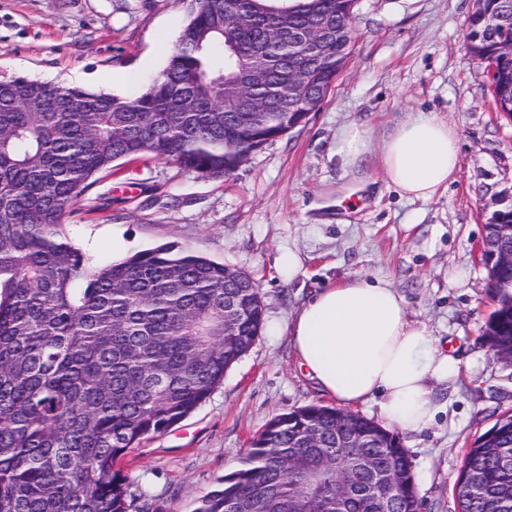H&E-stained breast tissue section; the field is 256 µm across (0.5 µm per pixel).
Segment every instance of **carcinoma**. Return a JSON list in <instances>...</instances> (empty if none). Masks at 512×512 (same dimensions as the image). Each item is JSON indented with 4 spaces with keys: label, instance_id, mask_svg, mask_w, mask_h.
Instances as JSON below:
<instances>
[{
    "label": "carcinoma",
    "instance_id": "1",
    "mask_svg": "<svg viewBox=\"0 0 512 512\" xmlns=\"http://www.w3.org/2000/svg\"><path fill=\"white\" fill-rule=\"evenodd\" d=\"M357 0H195L165 68L135 98L61 87L26 76L0 80V512H133L138 495L117 462L180 422L221 383L261 334L264 312L247 280L227 266L165 243L93 265L63 219L114 163L142 155L173 160L205 177L236 170L247 153L288 133L301 114L271 106L258 120L224 111V73L264 43L268 76L258 93L288 90L285 30L354 14ZM235 30L239 53L225 49ZM472 56L495 66L494 102L512 113V17L483 36L473 14ZM326 97L336 53L321 62ZM485 336L512 350V304L495 309ZM341 430L350 448L336 447ZM319 447L339 463L317 465ZM361 457L368 467L355 470ZM401 481L392 508L373 481ZM303 485L315 487L309 501ZM461 512H512V415L468 448L457 479ZM413 465L399 436L355 412L309 405L270 420L241 464L194 512H420Z\"/></svg>",
    "mask_w": 512,
    "mask_h": 512
}]
</instances>
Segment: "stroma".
<instances>
[{
	"instance_id": "obj_1",
	"label": "stroma",
	"mask_w": 512,
	"mask_h": 512,
	"mask_svg": "<svg viewBox=\"0 0 512 512\" xmlns=\"http://www.w3.org/2000/svg\"><path fill=\"white\" fill-rule=\"evenodd\" d=\"M476 0H358L352 54L305 123L208 178L145 155L96 176L65 220L95 263L172 243L252 275L264 328L201 405L130 449L120 467L159 512H194L275 416L330 405L296 363L286 325L313 292L362 275L389 280L411 319L454 349L462 374L435 423L401 432L421 512H459L454 486L471 441L512 413V361L483 338L494 309L477 252L484 226L512 206V119L495 107L487 65L464 48ZM189 0H0V79L16 74L135 97L165 67ZM448 122L460 140L455 181L409 201L388 187L378 149L410 116ZM364 124L353 165L340 129ZM294 254L297 272L281 258Z\"/></svg>"
}]
</instances>
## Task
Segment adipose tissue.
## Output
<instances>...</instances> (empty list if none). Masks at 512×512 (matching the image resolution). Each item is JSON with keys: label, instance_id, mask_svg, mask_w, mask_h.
Instances as JSON below:
<instances>
[{"label": "adipose tissue", "instance_id": "obj_1", "mask_svg": "<svg viewBox=\"0 0 512 512\" xmlns=\"http://www.w3.org/2000/svg\"><path fill=\"white\" fill-rule=\"evenodd\" d=\"M460 164L455 130L423 113L384 141L379 157L388 186L409 200L435 198ZM288 335L323 394L346 409L376 406L384 424L407 432L434 423L437 387L463 370L459 357L409 317L403 296L385 279L357 276L320 289L291 318Z\"/></svg>", "mask_w": 512, "mask_h": 512}]
</instances>
